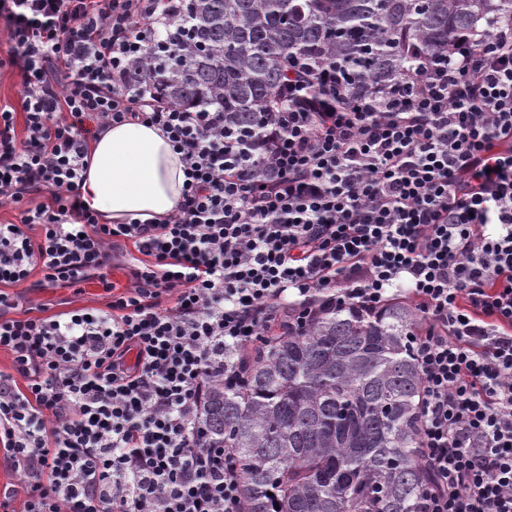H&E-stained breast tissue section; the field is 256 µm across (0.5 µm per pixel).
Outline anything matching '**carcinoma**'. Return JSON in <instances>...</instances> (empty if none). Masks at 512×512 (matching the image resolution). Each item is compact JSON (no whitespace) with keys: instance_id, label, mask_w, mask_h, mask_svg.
<instances>
[{"instance_id":"1","label":"carcinoma","mask_w":512,"mask_h":512,"mask_svg":"<svg viewBox=\"0 0 512 512\" xmlns=\"http://www.w3.org/2000/svg\"><path fill=\"white\" fill-rule=\"evenodd\" d=\"M183 15L188 51L149 53L145 78L169 102L255 125L293 53L341 68L359 98L489 17L512 25V0H185ZM411 329L399 301L335 310L241 357L244 388L210 389L206 431L236 457L243 512H421L432 475Z\"/></svg>"}]
</instances>
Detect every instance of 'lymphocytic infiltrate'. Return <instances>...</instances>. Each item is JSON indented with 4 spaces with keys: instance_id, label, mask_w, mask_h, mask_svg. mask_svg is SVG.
Masks as SVG:
<instances>
[{
    "instance_id": "1",
    "label": "lymphocytic infiltrate",
    "mask_w": 512,
    "mask_h": 512,
    "mask_svg": "<svg viewBox=\"0 0 512 512\" xmlns=\"http://www.w3.org/2000/svg\"><path fill=\"white\" fill-rule=\"evenodd\" d=\"M181 0H0L21 75L0 106V455L24 512H241L237 461L202 424L224 352L404 295L433 481L422 512H512V25L463 33L378 94L290 58L257 127L162 98L138 69L178 45ZM184 163L165 224H105L78 192L115 124ZM48 198L34 202L38 193ZM138 253L105 308L16 317L40 271L76 285Z\"/></svg>"
}]
</instances>
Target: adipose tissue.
<instances>
[{
    "label": "adipose tissue",
    "mask_w": 512,
    "mask_h": 512,
    "mask_svg": "<svg viewBox=\"0 0 512 512\" xmlns=\"http://www.w3.org/2000/svg\"><path fill=\"white\" fill-rule=\"evenodd\" d=\"M88 160L79 192L104 223L163 224L177 212L183 163L159 127L135 121L112 126L92 142Z\"/></svg>",
    "instance_id": "ef3b65f1"
}]
</instances>
